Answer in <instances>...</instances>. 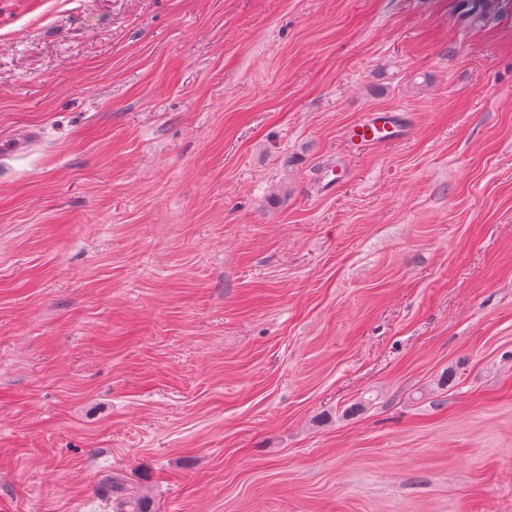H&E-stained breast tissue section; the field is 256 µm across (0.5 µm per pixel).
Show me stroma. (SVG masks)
Masks as SVG:
<instances>
[{
    "instance_id": "stroma-1",
    "label": "stroma",
    "mask_w": 512,
    "mask_h": 512,
    "mask_svg": "<svg viewBox=\"0 0 512 512\" xmlns=\"http://www.w3.org/2000/svg\"><path fill=\"white\" fill-rule=\"evenodd\" d=\"M0 0V512H512V0ZM374 110L410 134L348 156ZM112 489H118V493L112 495L113 512H151L148 503L131 492L125 486L120 477L112 476ZM115 495V496H114Z\"/></svg>"
}]
</instances>
